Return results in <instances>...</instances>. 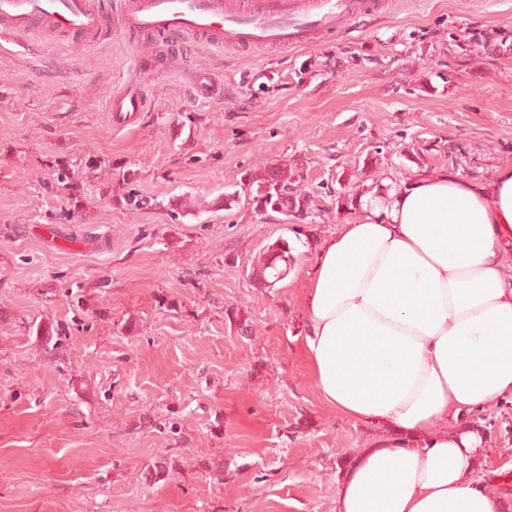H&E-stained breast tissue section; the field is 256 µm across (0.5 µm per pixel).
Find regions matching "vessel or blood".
I'll use <instances>...</instances> for the list:
<instances>
[{
    "label": "vessel or blood",
    "mask_w": 512,
    "mask_h": 512,
    "mask_svg": "<svg viewBox=\"0 0 512 512\" xmlns=\"http://www.w3.org/2000/svg\"><path fill=\"white\" fill-rule=\"evenodd\" d=\"M365 0H132L126 27L137 34L163 33L172 51L203 41L213 48L310 44L319 30L334 27L337 16H355ZM49 20L59 29L94 36L104 24L95 0H0V39L30 32L34 22ZM156 72L153 56L138 57L124 87L108 103L114 128L129 125L146 106L145 83Z\"/></svg>",
    "instance_id": "vessel-or-blood-1"
}]
</instances>
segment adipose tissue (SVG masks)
<instances>
[{
	"mask_svg": "<svg viewBox=\"0 0 512 512\" xmlns=\"http://www.w3.org/2000/svg\"><path fill=\"white\" fill-rule=\"evenodd\" d=\"M512 163L445 169L358 200L306 277L303 352L321 401L384 427L336 488V512H505L476 476L468 413L512 401Z\"/></svg>",
	"mask_w": 512,
	"mask_h": 512,
	"instance_id": "ef3b65f1",
	"label": "adipose tissue"
}]
</instances>
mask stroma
<instances>
[{"label":"stroma","instance_id":"35a3bbf8","mask_svg":"<svg viewBox=\"0 0 512 512\" xmlns=\"http://www.w3.org/2000/svg\"><path fill=\"white\" fill-rule=\"evenodd\" d=\"M372 2L288 49L178 56L128 33L127 0H98L94 45L41 21L0 39V512H335L343 466L377 433L322 404L302 352L306 272L353 215L337 174L376 153L355 189L374 198L416 172L484 181L512 162V0ZM142 54L164 73L113 129L108 101ZM196 70L223 96H196ZM264 167L308 195L304 219L218 204ZM40 224L55 243L15 233ZM279 240L287 277L250 278ZM57 323L53 346L37 331ZM467 421L505 494L512 402Z\"/></svg>","mask_w":512,"mask_h":512}]
</instances>
